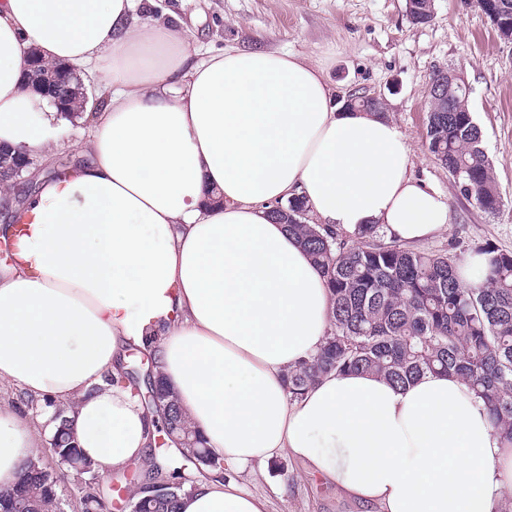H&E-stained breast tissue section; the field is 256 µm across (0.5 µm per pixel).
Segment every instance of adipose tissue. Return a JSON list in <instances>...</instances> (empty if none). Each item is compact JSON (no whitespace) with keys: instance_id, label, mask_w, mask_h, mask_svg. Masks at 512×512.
<instances>
[{"instance_id":"ef3b65f1","label":"adipose tissue","mask_w":512,"mask_h":512,"mask_svg":"<svg viewBox=\"0 0 512 512\" xmlns=\"http://www.w3.org/2000/svg\"><path fill=\"white\" fill-rule=\"evenodd\" d=\"M135 0H0V148L49 155L62 128L37 111L23 51L90 67L110 84L66 175L40 182L0 268V380L64 407L85 454L121 470L147 460L154 424L122 380L125 350L157 370L207 446L238 470L301 461L378 512H494L512 497V448L458 379L403 388L331 374L290 401L288 371L321 348L325 279L270 205L299 195L319 222L378 224L424 240L451 209L410 171L397 127L343 110L322 69L291 53L191 62L185 31L140 20ZM43 439L0 408V488ZM235 482L200 478L177 512H269Z\"/></svg>"}]
</instances>
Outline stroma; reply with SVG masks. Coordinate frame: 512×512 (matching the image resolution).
<instances>
[{
	"label": "stroma",
	"mask_w": 512,
	"mask_h": 512,
	"mask_svg": "<svg viewBox=\"0 0 512 512\" xmlns=\"http://www.w3.org/2000/svg\"><path fill=\"white\" fill-rule=\"evenodd\" d=\"M151 17L189 29L195 45L212 54L234 46L304 56L323 68L337 100L354 91L383 96L388 118L411 150L413 175L438 188L452 212L448 229L421 249L453 257L483 247L512 253V42L499 38L472 0H434L432 19L423 25L411 23L407 0H156ZM442 67L459 72L469 86L504 200L497 214L467 200L425 146L430 78ZM41 458L60 476L59 512H82L89 492L100 493L104 512H116L111 472L90 486L50 448H42ZM235 478L243 491L267 498L271 512H369L296 460L257 463Z\"/></svg>",
	"instance_id": "obj_1"
}]
</instances>
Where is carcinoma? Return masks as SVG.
I'll list each match as a JSON object with an SVG mask.
<instances>
[{
    "label": "carcinoma",
    "mask_w": 512,
    "mask_h": 512,
    "mask_svg": "<svg viewBox=\"0 0 512 512\" xmlns=\"http://www.w3.org/2000/svg\"><path fill=\"white\" fill-rule=\"evenodd\" d=\"M484 14L497 10L512 25V0H473ZM427 0H408L410 19L424 24L432 18ZM55 64L45 73L63 83L59 93L70 112L80 99L74 77L63 76ZM467 86H448V94H429L427 150L457 180L461 192L484 213L504 206L482 146V132L469 105ZM285 213L273 215L285 226L321 270L331 294L330 325L321 350L298 364L286 377L288 395L297 400L324 375L332 372L372 373L404 387L431 373L465 382L486 409L493 432L512 445V253L479 248L486 261V278L479 285L463 282L459 263L446 253L406 248L384 241L377 224L347 232L327 224H313L305 201L286 202ZM168 422L194 440V451L206 449L176 404ZM150 461L151 481L180 479L194 482L203 470L177 462ZM14 490L32 496L42 512H52L57 489L21 474ZM181 489L145 498L131 495V512H175Z\"/></svg>",
    "instance_id": "1"
}]
</instances>
